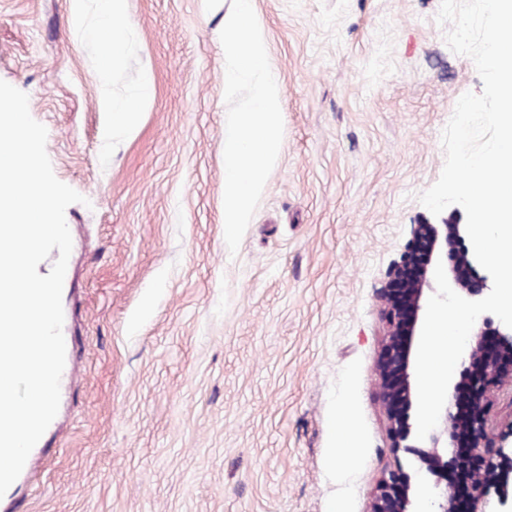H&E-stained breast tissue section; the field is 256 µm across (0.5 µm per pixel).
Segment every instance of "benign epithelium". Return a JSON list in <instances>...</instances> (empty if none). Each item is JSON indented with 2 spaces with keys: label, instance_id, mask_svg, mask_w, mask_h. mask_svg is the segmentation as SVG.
Instances as JSON below:
<instances>
[{
  "label": "benign epithelium",
  "instance_id": "obj_1",
  "mask_svg": "<svg viewBox=\"0 0 512 512\" xmlns=\"http://www.w3.org/2000/svg\"><path fill=\"white\" fill-rule=\"evenodd\" d=\"M467 240L466 225L451 217L414 225L408 253L380 292L385 325L379 380L394 467L385 472L368 512H512L505 493L512 481V420L495 422L488 408L490 389H512V328L482 317L461 360L471 391L464 396L459 384L449 385L438 426L425 439H417L410 423L417 401L410 368L437 262L463 298L481 300L492 290L487 273L475 282L458 276L456 267L478 266ZM451 249L455 263L450 265ZM463 473L470 485L465 503L457 491Z\"/></svg>",
  "mask_w": 512,
  "mask_h": 512
}]
</instances>
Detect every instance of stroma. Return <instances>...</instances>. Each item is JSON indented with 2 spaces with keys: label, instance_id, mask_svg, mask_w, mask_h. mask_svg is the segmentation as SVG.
I'll return each instance as SVG.
<instances>
[{
  "label": "stroma",
  "instance_id": "35a3bbf8",
  "mask_svg": "<svg viewBox=\"0 0 512 512\" xmlns=\"http://www.w3.org/2000/svg\"><path fill=\"white\" fill-rule=\"evenodd\" d=\"M0 0V80L82 196L62 292L71 376L0 512H368L393 464L377 301L445 162L473 61L441 0H253L283 147L237 253L224 238L231 0H126L102 83L99 0ZM152 92L110 139L103 95Z\"/></svg>",
  "mask_w": 512,
  "mask_h": 512
}]
</instances>
